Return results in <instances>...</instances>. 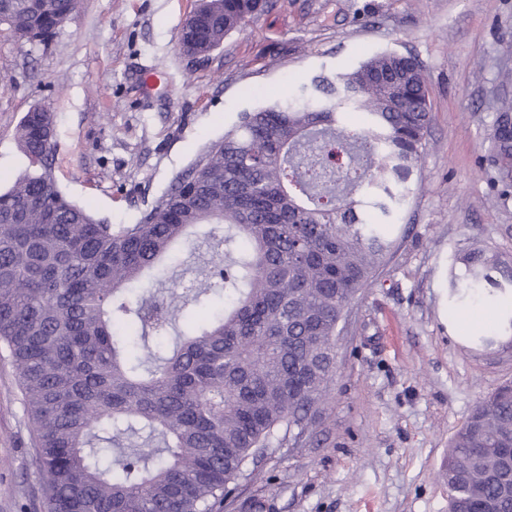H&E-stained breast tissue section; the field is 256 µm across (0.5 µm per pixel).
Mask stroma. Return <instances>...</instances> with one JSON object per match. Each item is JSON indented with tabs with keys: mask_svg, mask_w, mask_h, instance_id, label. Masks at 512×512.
I'll return each mask as SVG.
<instances>
[{
	"mask_svg": "<svg viewBox=\"0 0 512 512\" xmlns=\"http://www.w3.org/2000/svg\"><path fill=\"white\" fill-rule=\"evenodd\" d=\"M195 0H79L47 43L0 25V188L28 161L16 129L56 116L55 176L109 224L149 212L241 113L377 53L415 56L432 120L392 251L348 309L312 440L282 441L224 512H448V444L512 382V288H452L480 248L512 260V189L488 134L512 103V0H270L208 56L178 48ZM0 512H45L15 370L0 351Z\"/></svg>",
	"mask_w": 512,
	"mask_h": 512,
	"instance_id": "1",
	"label": "stroma"
}]
</instances>
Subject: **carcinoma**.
Here are the masks:
<instances>
[{"mask_svg": "<svg viewBox=\"0 0 512 512\" xmlns=\"http://www.w3.org/2000/svg\"><path fill=\"white\" fill-rule=\"evenodd\" d=\"M268 0H206L200 53ZM77 0H0L21 42L52 38ZM347 110L365 123H343ZM427 78L385 52L312 77L306 97L244 113L149 213L117 227L58 187L54 113L17 129L29 161L0 190V343L14 365L46 512H219L280 430L308 438L336 373L348 306L393 247L431 124ZM491 162L512 184V107L492 125ZM353 165L329 170L333 151ZM212 224L197 284L164 301L128 289L163 281L190 229ZM464 289L512 265L463 258ZM512 384L452 437L449 512H512Z\"/></svg>", "mask_w": 512, "mask_h": 512, "instance_id": "carcinoma-1", "label": "carcinoma"}]
</instances>
